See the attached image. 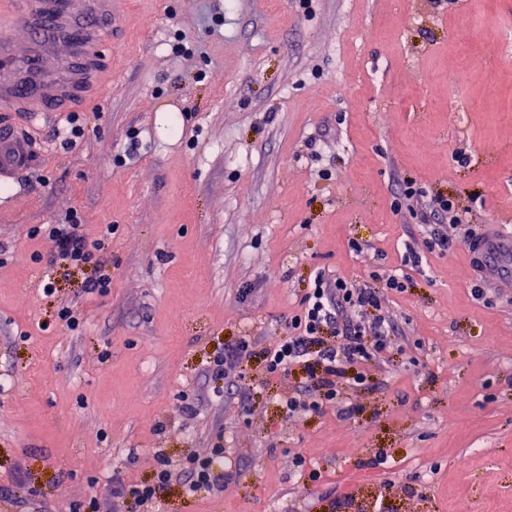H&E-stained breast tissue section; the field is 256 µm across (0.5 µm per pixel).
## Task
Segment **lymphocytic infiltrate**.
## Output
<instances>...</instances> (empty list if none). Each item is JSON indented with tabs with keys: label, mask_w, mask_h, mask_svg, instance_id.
<instances>
[{
	"label": "lymphocytic infiltrate",
	"mask_w": 512,
	"mask_h": 512,
	"mask_svg": "<svg viewBox=\"0 0 512 512\" xmlns=\"http://www.w3.org/2000/svg\"><path fill=\"white\" fill-rule=\"evenodd\" d=\"M394 208L407 210L411 217L424 223L435 219L458 226L464 222L451 199L428 197L423 187L412 180L404 182ZM33 231L53 243L47 267L62 264L72 270L93 268V275L84 282L85 294L110 293L112 273L104 252L112 237L111 229H104L100 238L92 240L75 217L67 224H39ZM409 286L410 277L405 273L383 277L378 288H358L346 278L318 272L300 299L299 313L286 320L285 336L259 350L250 337H239L209 361L207 370L214 379L228 384L243 380L237 367L245 361H258L269 380L302 370L319 397L307 401L296 395L285 396L280 402L281 412L290 418L320 411L324 405L338 403L342 385H369L367 365L384 360L391 350V325L381 314L385 297L405 293ZM347 310L354 312V319L340 322V315ZM158 461L152 479L133 485L116 483L115 494L122 500L125 512H146L169 488L177 472L184 475L182 487L189 496L222 491L231 477L224 468V443L220 440L204 452L179 460L159 454Z\"/></svg>",
	"instance_id": "f902f5d3"
}]
</instances>
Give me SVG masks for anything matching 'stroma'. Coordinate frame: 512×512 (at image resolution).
Returning a JSON list of instances; mask_svg holds the SVG:
<instances>
[{
    "mask_svg": "<svg viewBox=\"0 0 512 512\" xmlns=\"http://www.w3.org/2000/svg\"><path fill=\"white\" fill-rule=\"evenodd\" d=\"M121 10L96 89L70 108L74 148L53 119L0 106L32 150L23 193L0 185V512H121L113 472L149 479L157 449L180 459L219 438L223 491L175 483L151 512H512V292L394 210L413 179L466 216L449 239L512 229V0ZM178 35L190 55H172ZM74 212L89 238L113 227L107 296L84 294L85 272L46 271L52 244L30 234ZM409 246L422 263L382 309L394 355L372 386L286 420L302 372L270 381L249 362L245 385L221 389L207 374L237 337L284 335L317 272L369 286ZM66 303L80 331L55 325Z\"/></svg>",
    "mask_w": 512,
    "mask_h": 512,
    "instance_id": "obj_1",
    "label": "stroma"
}]
</instances>
